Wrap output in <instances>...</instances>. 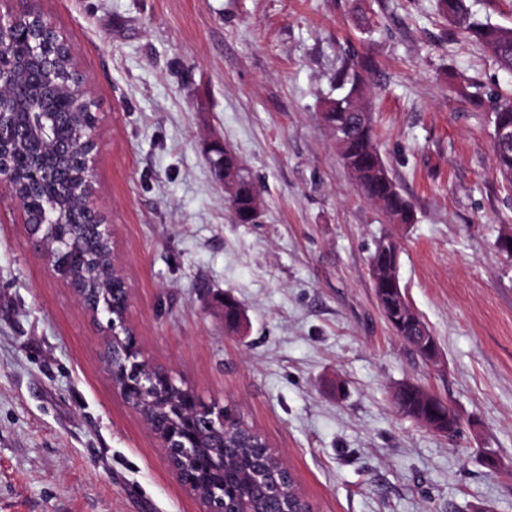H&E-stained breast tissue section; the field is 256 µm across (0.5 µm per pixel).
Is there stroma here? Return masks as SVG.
Masks as SVG:
<instances>
[{
  "mask_svg": "<svg viewBox=\"0 0 512 512\" xmlns=\"http://www.w3.org/2000/svg\"><path fill=\"white\" fill-rule=\"evenodd\" d=\"M96 104L94 182L146 361L231 407L313 512H512V189L491 113L512 73L437 0H34ZM353 55L380 155L416 221L390 223L342 166L325 101ZM260 190L241 224L206 153ZM0 205V512H204L120 395L97 325ZM434 337L425 361L376 299L368 257ZM246 314L224 329L222 297ZM422 386L444 437L399 414ZM395 251L400 252V247L393 235L385 234L381 236L369 256V265L372 272L374 273L384 266Z\"/></svg>",
  "mask_w": 512,
  "mask_h": 512,
  "instance_id": "stroma-1",
  "label": "stroma"
}]
</instances>
